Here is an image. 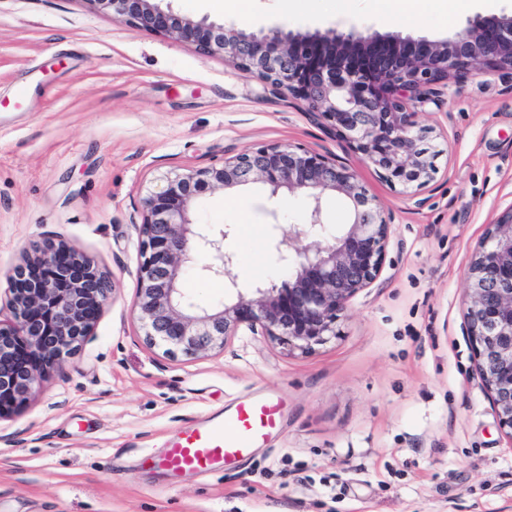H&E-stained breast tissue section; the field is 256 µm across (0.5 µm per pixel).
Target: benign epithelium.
I'll return each instance as SVG.
<instances>
[{"label":"benign epithelium","instance_id":"7a95c632","mask_svg":"<svg viewBox=\"0 0 512 512\" xmlns=\"http://www.w3.org/2000/svg\"><path fill=\"white\" fill-rule=\"evenodd\" d=\"M116 19L189 43L202 54L222 53L252 79L306 102L387 182L408 194L436 174L429 129L415 107L436 102L437 84L473 70L512 71V16L467 20L443 42L330 29L302 33L278 28L247 31L236 23L194 20L163 0H85ZM252 183L308 199L305 223L282 229L276 245L288 273L281 285L254 288L232 304L199 308L182 288L184 267L202 253L200 271L237 287L228 233L193 222L200 197L214 189ZM346 197L352 222L328 240L322 195ZM143 261L135 308L149 345L164 353L196 355L224 349L245 326L292 349L311 351L339 334L336 323L357 294L382 272L390 218L337 157L274 143L224 159L220 167L167 178L142 199ZM7 307L0 321V416L39 392L42 377L60 369L110 298L113 283L89 257L46 239L22 251L8 274ZM465 319L478 375L502 428L512 436V207L481 241L467 276Z\"/></svg>","mask_w":512,"mask_h":512}]
</instances>
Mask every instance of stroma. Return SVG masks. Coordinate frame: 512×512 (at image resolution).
Instances as JSON below:
<instances>
[{
    "mask_svg": "<svg viewBox=\"0 0 512 512\" xmlns=\"http://www.w3.org/2000/svg\"><path fill=\"white\" fill-rule=\"evenodd\" d=\"M184 16L251 31L358 30L443 41L512 0H174ZM440 154L432 182L403 195L304 101L271 92L222 55L133 26L85 0H0V317L7 275L33 242L61 239L114 283L63 372L0 415V512H512V436L500 428L465 329L472 253L512 205V73L449 81L419 109ZM290 143L354 169L391 217L383 270L308 353L240 329L197 356L149 347L133 306L141 200L165 176ZM305 197L255 183L203 196L223 224L237 288L185 274L200 307L235 302L287 275L274 245ZM245 398L280 406L250 457L172 479L168 440Z\"/></svg>",
    "mask_w": 512,
    "mask_h": 512,
    "instance_id": "stroma-1",
    "label": "stroma"
}]
</instances>
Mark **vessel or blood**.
Wrapping results in <instances>:
<instances>
[{
    "instance_id": "1",
    "label": "vessel or blood",
    "mask_w": 512,
    "mask_h": 512,
    "mask_svg": "<svg viewBox=\"0 0 512 512\" xmlns=\"http://www.w3.org/2000/svg\"><path fill=\"white\" fill-rule=\"evenodd\" d=\"M276 424V408L271 402L241 401L231 418L216 415L205 424L181 431L171 441L162 464L172 474L185 470L212 473L225 459L247 456Z\"/></svg>"
}]
</instances>
